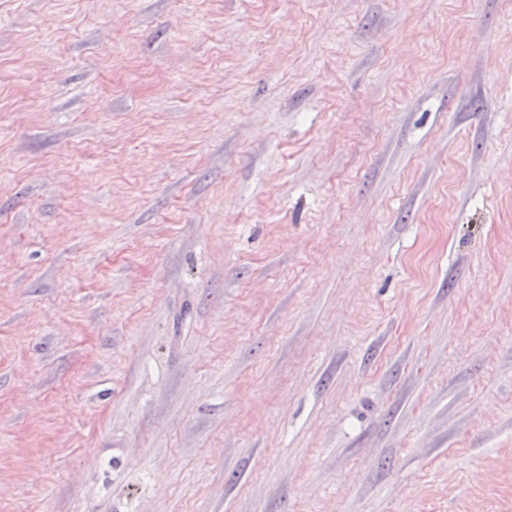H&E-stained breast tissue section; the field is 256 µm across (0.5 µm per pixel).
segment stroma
I'll list each match as a JSON object with an SVG mask.
<instances>
[{
	"label": "stroma",
	"instance_id": "35a3bbf8",
	"mask_svg": "<svg viewBox=\"0 0 512 512\" xmlns=\"http://www.w3.org/2000/svg\"><path fill=\"white\" fill-rule=\"evenodd\" d=\"M0 512H512V0H0Z\"/></svg>",
	"mask_w": 512,
	"mask_h": 512
}]
</instances>
